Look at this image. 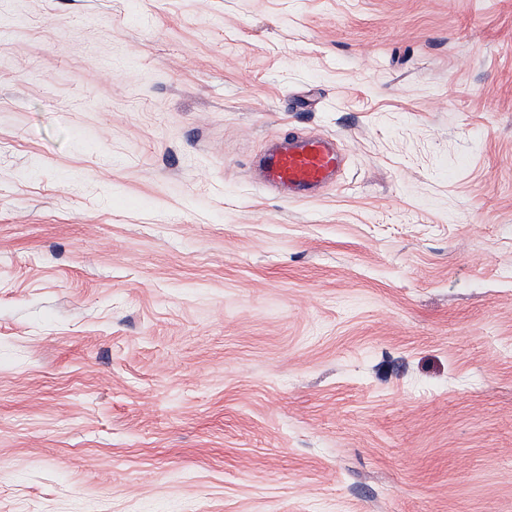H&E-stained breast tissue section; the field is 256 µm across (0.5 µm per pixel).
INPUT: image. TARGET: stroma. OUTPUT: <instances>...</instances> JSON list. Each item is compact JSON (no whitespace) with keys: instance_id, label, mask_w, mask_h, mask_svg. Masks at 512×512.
<instances>
[{"instance_id":"1","label":"stroma","mask_w":512,"mask_h":512,"mask_svg":"<svg viewBox=\"0 0 512 512\" xmlns=\"http://www.w3.org/2000/svg\"><path fill=\"white\" fill-rule=\"evenodd\" d=\"M0 512H512V0H0ZM342 161L334 139L293 134L265 148L255 163L264 184L284 198L303 200L336 181Z\"/></svg>"}]
</instances>
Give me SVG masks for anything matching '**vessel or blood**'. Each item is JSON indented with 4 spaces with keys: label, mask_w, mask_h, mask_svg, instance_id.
Returning <instances> with one entry per match:
<instances>
[{
    "label": "vessel or blood",
    "mask_w": 512,
    "mask_h": 512,
    "mask_svg": "<svg viewBox=\"0 0 512 512\" xmlns=\"http://www.w3.org/2000/svg\"><path fill=\"white\" fill-rule=\"evenodd\" d=\"M256 164L264 184L284 198L303 200L336 181L342 156L334 139L294 134L265 148Z\"/></svg>",
    "instance_id": "b4317fda"
}]
</instances>
